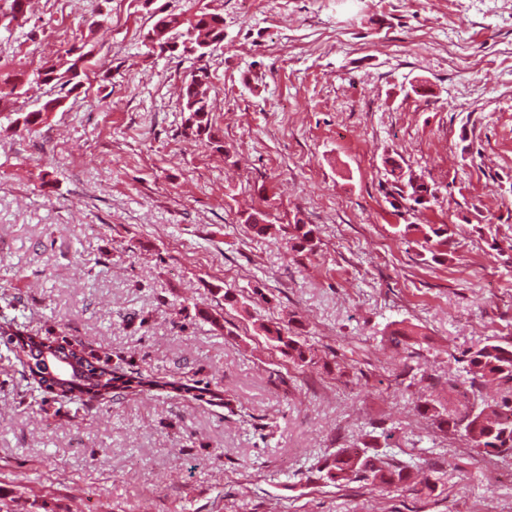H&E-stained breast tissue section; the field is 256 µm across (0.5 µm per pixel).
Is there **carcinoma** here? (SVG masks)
I'll use <instances>...</instances> for the list:
<instances>
[{"label": "carcinoma", "instance_id": "carcinoma-1", "mask_svg": "<svg viewBox=\"0 0 512 512\" xmlns=\"http://www.w3.org/2000/svg\"><path fill=\"white\" fill-rule=\"evenodd\" d=\"M29 18V0H0V20L5 19L11 24L19 21L25 23ZM147 35L160 48L178 39L184 49L205 55L224 42V16L205 7L187 17L181 14L162 15L155 19ZM95 48L96 43L92 38H81L66 51L65 57L44 65L38 76L46 82H56L60 89L66 88L71 93L81 86L85 63ZM23 76L22 72L5 73L0 70V100H18L26 94L23 90ZM208 79L206 69L197 71L191 75L181 95V109L188 113L190 127L199 135L208 134L211 129L212 107L205 90ZM59 102L60 99L54 98L46 101L41 108L31 111L21 107L14 112L13 124H21L26 128L34 126L42 122L44 115L53 111ZM397 182V195L417 205L421 204V198L433 195L428 182L420 176L410 175L405 180L399 176ZM243 222L258 236L271 234L272 224L263 210L253 209L244 213ZM291 229L293 247L301 251L315 250L317 230L314 226L298 220L291 225ZM399 233L406 242H412L420 248V255L428 253L435 262L448 260V244L451 240L449 225L405 224ZM10 328L26 332L28 325L19 321L17 315L11 318L5 315L0 317V345L19 356L23 348L9 334ZM261 329L271 345L293 365L308 367L318 363L315 349L301 340L298 334H286L274 324H263ZM462 362L467 375L498 382L502 388L503 401L510 403L508 411H502L497 404L485 406L476 398L466 405L461 416L452 409L442 412L441 404L435 400L429 402L426 411L441 420H451L453 427L461 429L472 447L480 453L495 458H512V344L489 339L482 346L463 355ZM116 389L135 394H147L157 389L190 394L196 387L175 379L127 374L106 365L100 367L90 384L93 397L109 400ZM321 471L324 472V478L333 484L364 482L381 489L390 488L411 477V466L377 454L371 455L358 445L337 449L333 456L324 460Z\"/></svg>", "mask_w": 512, "mask_h": 512}]
</instances>
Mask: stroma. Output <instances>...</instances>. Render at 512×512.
<instances>
[{
	"mask_svg": "<svg viewBox=\"0 0 512 512\" xmlns=\"http://www.w3.org/2000/svg\"><path fill=\"white\" fill-rule=\"evenodd\" d=\"M224 16L204 58L153 49L154 14ZM96 42L81 88L32 129L0 130V285L35 332L223 402L126 393L79 415L0 357L5 512H512L462 433L463 352L512 342V0H35L0 25V68L31 97L45 59ZM211 77L210 134L180 85ZM435 197L410 207L389 160ZM264 209L277 233L242 222ZM314 253L292 250L295 219ZM399 224H447V262ZM239 306H223L221 290ZM223 306L224 326L198 316ZM296 318L299 369L260 324ZM412 327L417 338L392 342ZM368 442L440 495L334 485L317 468Z\"/></svg>",
	"mask_w": 512,
	"mask_h": 512,
	"instance_id": "obj_1",
	"label": "stroma"
}]
</instances>
